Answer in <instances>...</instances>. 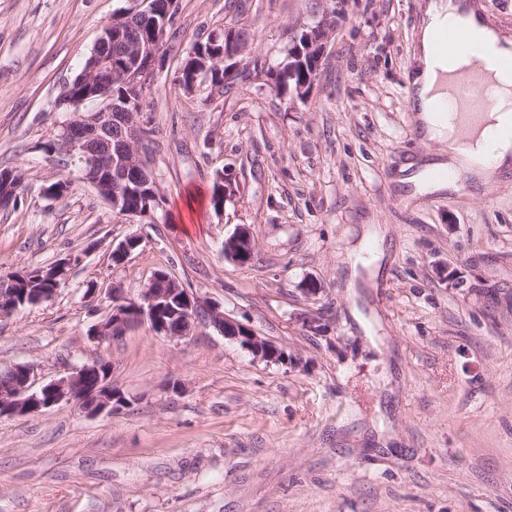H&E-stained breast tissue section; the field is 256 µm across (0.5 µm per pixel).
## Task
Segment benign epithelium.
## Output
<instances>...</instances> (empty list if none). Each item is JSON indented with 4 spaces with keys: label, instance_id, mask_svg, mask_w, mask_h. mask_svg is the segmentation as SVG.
<instances>
[{
    "label": "benign epithelium",
    "instance_id": "benign-epithelium-1",
    "mask_svg": "<svg viewBox=\"0 0 512 512\" xmlns=\"http://www.w3.org/2000/svg\"><path fill=\"white\" fill-rule=\"evenodd\" d=\"M333 13L325 16L312 26L302 30L289 45L288 57L293 64L288 67V93L298 98L304 97L314 81L322 58L327 51L333 28ZM116 22L106 23L95 43L92 59L87 62L78 83L95 88V93L81 94L77 87L70 84L63 88L58 104L66 107L70 117L62 127L57 146L77 165L95 187L98 194L117 211L121 208V198L112 192V170L119 167L124 174L136 168L144 180L150 175L137 154V146L144 138L145 127L140 113L127 109L116 111L112 105V85L102 86L98 77L102 73L141 93L151 85L156 66L163 51L149 56L148 62L135 69H112V56L108 50L112 44ZM118 124L127 133V151L119 157L112 151L101 153L97 145L112 132V126ZM141 239L130 235L112 248V257L128 258L131 246H138ZM255 242L249 229L241 225L224 240V259L245 266L253 261ZM112 300L110 313L94 329V336L100 340L110 338L109 327L128 330L140 322H147L152 330L170 338H185L191 335L199 323L212 327L225 338L238 343L254 357L268 362H278L284 358V351L272 342L259 336L251 326L227 315L217 303L206 304L181 283L167 273H158L148 281L135 298L128 297L124 290L113 287L109 291ZM179 320L181 329L177 333L170 331L167 318ZM105 361H93L73 368L66 375L40 386L36 385V370L33 365L14 364L0 369V376L10 378L8 388L0 386V417H22L39 414L47 409L73 404L87 415L110 414L126 405L125 396L112 388L111 376H102L101 368Z\"/></svg>",
    "mask_w": 512,
    "mask_h": 512
}]
</instances>
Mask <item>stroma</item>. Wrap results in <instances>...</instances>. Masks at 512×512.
Masks as SVG:
<instances>
[{"label": "stroma", "mask_w": 512, "mask_h": 512, "mask_svg": "<svg viewBox=\"0 0 512 512\" xmlns=\"http://www.w3.org/2000/svg\"><path fill=\"white\" fill-rule=\"evenodd\" d=\"M423 3L178 0L141 114L163 204L141 219L42 150L122 0H0V168L27 186L0 208V275L76 259L52 300L0 319V369L33 364L44 384L102 359L127 399L112 415L0 417V512H512V172L422 196L397 182L436 149L405 102ZM328 12L305 99L254 74L221 95L174 83L192 45L231 26L283 67L290 38ZM222 169L234 193L217 214ZM59 177L68 194L44 197ZM241 224L257 250L246 266L224 258ZM356 245L367 265L352 279ZM159 269L284 361L210 328L93 339L108 288L137 296Z\"/></svg>", "instance_id": "35a3bbf8"}]
</instances>
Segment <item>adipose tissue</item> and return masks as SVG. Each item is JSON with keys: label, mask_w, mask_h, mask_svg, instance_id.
Returning <instances> with one entry per match:
<instances>
[{"label": "adipose tissue", "mask_w": 512, "mask_h": 512, "mask_svg": "<svg viewBox=\"0 0 512 512\" xmlns=\"http://www.w3.org/2000/svg\"><path fill=\"white\" fill-rule=\"evenodd\" d=\"M460 25L471 27L474 35L488 44L487 54L473 58L461 51L448 58L432 51V29ZM499 36L500 33L495 27L484 21L476 22L473 16L464 14L459 0H428L419 29L418 49L414 66L409 73V81L415 98L418 131L422 139L437 143L438 151L434 159L404 166L401 181L413 185L416 193L449 190V183L431 181L428 174L435 168L458 169L460 160L464 157L473 161L468 168L471 180L485 183L487 172L482 160L489 150L494 153L495 172L512 170V142H495L491 139L497 127L512 123V72L502 71L494 64L495 56L501 52L497 45ZM464 69L481 74L485 92L499 101L498 108L487 115L485 129L465 145L460 144L450 133L452 118L437 110L438 101L452 95L457 71Z\"/></svg>", "instance_id": "ef3b65f1"}]
</instances>
